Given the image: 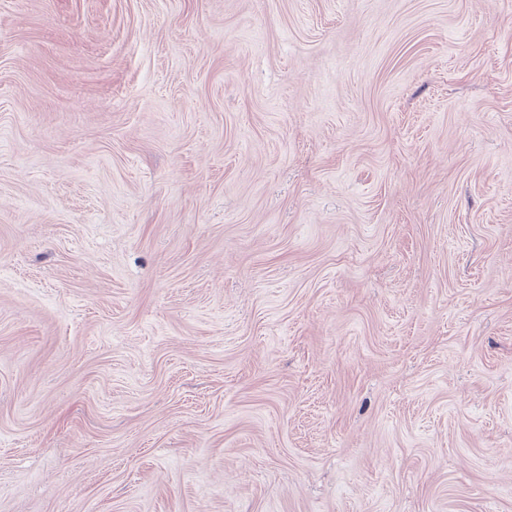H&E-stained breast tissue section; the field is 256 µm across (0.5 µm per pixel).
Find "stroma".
Returning <instances> with one entry per match:
<instances>
[{"label": "stroma", "instance_id": "obj_1", "mask_svg": "<svg viewBox=\"0 0 512 512\" xmlns=\"http://www.w3.org/2000/svg\"><path fill=\"white\" fill-rule=\"evenodd\" d=\"M0 512H512V0H0Z\"/></svg>", "mask_w": 512, "mask_h": 512}]
</instances>
